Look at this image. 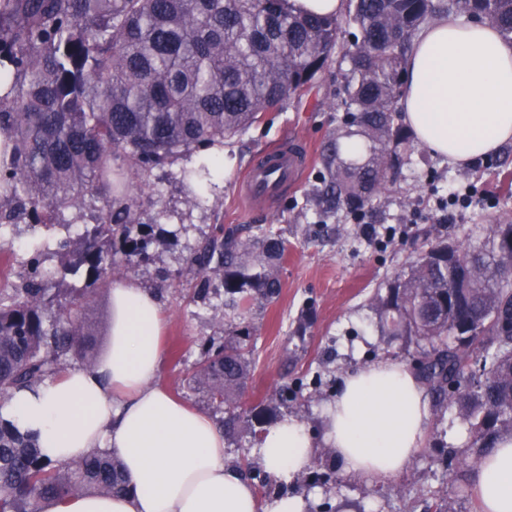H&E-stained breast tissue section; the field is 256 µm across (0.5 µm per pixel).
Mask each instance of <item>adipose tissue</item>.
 <instances>
[{
    "label": "adipose tissue",
    "mask_w": 512,
    "mask_h": 512,
    "mask_svg": "<svg viewBox=\"0 0 512 512\" xmlns=\"http://www.w3.org/2000/svg\"><path fill=\"white\" fill-rule=\"evenodd\" d=\"M417 141L456 166L512 141V44L489 22L441 16L414 38L401 100ZM165 319L153 290L112 288L108 349L93 367L74 366L14 391L0 416L34 433L48 460L64 464L100 450L124 465L129 493L47 502L43 512H305L303 497L260 501L225 463L224 431L160 380ZM429 423L424 384L383 357L347 373L314 435L297 419L269 425L257 451L276 483L289 485L325 443L342 472L392 479L420 447ZM481 512H512V435L498 440L471 475Z\"/></svg>",
    "instance_id": "1"
}]
</instances>
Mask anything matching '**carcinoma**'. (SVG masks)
Masks as SVG:
<instances>
[{
	"label": "carcinoma",
	"instance_id": "obj_1",
	"mask_svg": "<svg viewBox=\"0 0 512 512\" xmlns=\"http://www.w3.org/2000/svg\"><path fill=\"white\" fill-rule=\"evenodd\" d=\"M480 17L512 42V0H349L345 18L297 14L286 0H0V228L66 224L90 210L94 221L60 278L86 268L106 282L122 260L147 258L154 219L127 197L112 160L142 173L239 135L259 114L311 87L332 54L348 63L336 139L321 154L311 202L322 215L374 206L408 140L394 104L402 94L412 38L437 13ZM363 147L347 156L342 140ZM214 162L183 172L208 183ZM288 250L261 228L243 241L224 225L190 256L203 273L194 295H224L232 318L224 343L204 348L192 385L224 405V437L257 435L277 417L239 398L251 377L253 309L274 302ZM512 224L479 244L438 240L371 297L385 336L424 343L422 381L458 408L475 448L512 435ZM21 288L0 293V394L62 370L70 352L94 362L86 321L88 289L51 292L38 257ZM470 326L474 340L458 335ZM239 467L260 489L270 478ZM129 492L120 459L106 451L65 466L48 461L37 438L0 418V512H42L76 493Z\"/></svg>",
	"mask_w": 512,
	"mask_h": 512
}]
</instances>
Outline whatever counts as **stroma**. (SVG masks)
<instances>
[{
  "label": "stroma",
  "mask_w": 512,
  "mask_h": 512,
  "mask_svg": "<svg viewBox=\"0 0 512 512\" xmlns=\"http://www.w3.org/2000/svg\"><path fill=\"white\" fill-rule=\"evenodd\" d=\"M343 82L342 70L336 62H328L311 91L261 113L244 133L225 141L224 159L208 184L195 187L181 180L183 168L200 161L197 153L140 175L113 161L126 193L157 222L148 236V261L120 263L111 281L95 286L90 315L97 332L96 353L104 352L109 339L113 284L128 281L157 290L167 323L162 382L177 399L211 412L214 419L222 418L205 389L186 383L204 342L224 340L221 301L192 300L199 275L188 263L190 254L221 224L239 229L244 238L257 227H273L288 240L280 295L253 317L255 369L243 396L245 405L257 404L282 384L304 381L298 405L280 408L279 414L296 417L318 433L322 408L335 397L347 372L385 355L404 366L413 365L415 344L381 335L370 299L379 285L424 249L425 232L466 246L486 236L493 225L512 223V156L498 153L487 161L458 167L413 145L395 180L368 213L366 224L395 228L388 243L365 234V224L340 216L318 221L310 196L319 183L320 152L339 125L336 103ZM285 138L310 150L301 183L272 207L246 210L239 196L240 177L257 151ZM452 186L471 188L473 202L449 216L447 223H434L437 203ZM192 193L201 197V205L187 203ZM414 210L422 217L411 224L407 218ZM5 240L0 289L22 285L32 256H39L42 269L55 270L64 259V247H76L78 242L66 232L50 235L26 224L9 227ZM315 378L321 385L314 389L310 382ZM429 413L424 442L397 478L370 484L345 475L331 449L322 447L312 465L320 481L298 479L292 493L303 496L306 512H425L427 504L442 497L448 498L454 512H480L470 482L478 459L468 446L465 422L454 409L443 413L433 407Z\"/></svg>",
  "instance_id": "1"
}]
</instances>
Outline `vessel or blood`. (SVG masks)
<instances>
[{
	"label": "vessel or blood",
	"mask_w": 512,
	"mask_h": 512,
	"mask_svg": "<svg viewBox=\"0 0 512 512\" xmlns=\"http://www.w3.org/2000/svg\"><path fill=\"white\" fill-rule=\"evenodd\" d=\"M309 152L299 144L280 142L257 153L240 181V196L246 205L278 201L303 177Z\"/></svg>",
	"instance_id": "obj_1"
}]
</instances>
